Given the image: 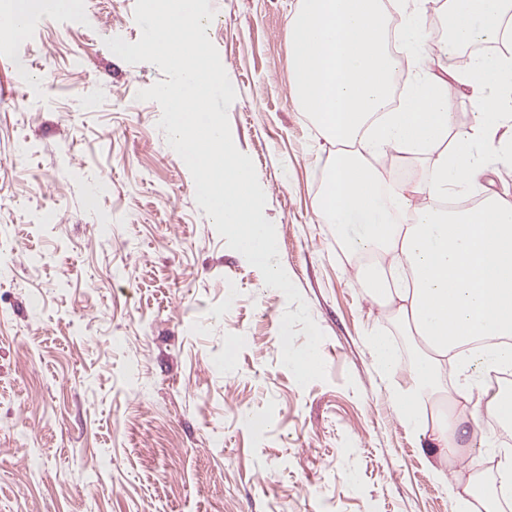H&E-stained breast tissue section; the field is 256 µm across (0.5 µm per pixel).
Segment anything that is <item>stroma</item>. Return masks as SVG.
<instances>
[{"label":"stroma","mask_w":512,"mask_h":512,"mask_svg":"<svg viewBox=\"0 0 512 512\" xmlns=\"http://www.w3.org/2000/svg\"><path fill=\"white\" fill-rule=\"evenodd\" d=\"M300 0H210L206 33L237 97L280 259L325 334L327 378L280 362L287 300L226 244L137 100L162 80L136 0H83L0 55V512H453V479L492 481L499 449L439 460L391 405L368 334L415 350L319 222L329 147L290 92Z\"/></svg>","instance_id":"obj_1"}]
</instances>
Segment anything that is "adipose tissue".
<instances>
[{
	"mask_svg": "<svg viewBox=\"0 0 512 512\" xmlns=\"http://www.w3.org/2000/svg\"><path fill=\"white\" fill-rule=\"evenodd\" d=\"M402 16L396 38L407 51L408 76L393 101L400 65L386 41L391 10ZM448 36L438 46L445 75L426 68L423 12L410 0H301L288 18L292 90L331 156L317 216L336 227L357 275L372 298L391 306L423 351L412 385L394 395L393 408L439 458L459 448L469 428L485 420L512 424V383L488 386L490 371L512 372V201L494 193L475 206L447 210L442 201L468 198L492 164L512 166V58L461 59L476 41L512 40V0H449ZM471 91L475 121L455 131L448 81ZM432 155L423 176L384 199L373 161ZM410 212L399 224L392 211ZM458 386L448 389V365ZM458 396L466 418L445 410L423 425V400ZM502 512L512 501V454L503 456L495 485L476 495L455 492V512Z\"/></svg>",
	"mask_w": 512,
	"mask_h": 512,
	"instance_id": "ef3b65f1",
	"label": "adipose tissue"
}]
</instances>
